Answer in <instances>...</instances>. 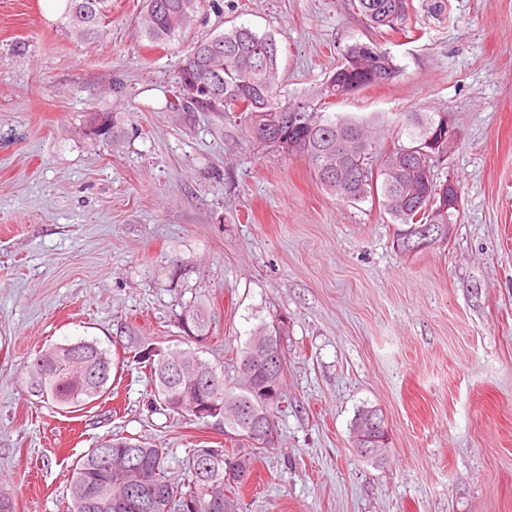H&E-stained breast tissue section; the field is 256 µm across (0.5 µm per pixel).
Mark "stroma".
<instances>
[{"label": "stroma", "mask_w": 512, "mask_h": 512, "mask_svg": "<svg viewBox=\"0 0 512 512\" xmlns=\"http://www.w3.org/2000/svg\"><path fill=\"white\" fill-rule=\"evenodd\" d=\"M150 46L142 0H112L89 42L41 0H0V486L16 512H66L74 462L103 437L168 451L174 477L224 429L152 409L127 331L181 342L186 307L215 317L202 360L237 376L260 322L283 321L276 448L242 512H512V0H410L411 31L367 29L350 0H217ZM245 25L275 39L282 94L308 95L344 48L373 40L396 73L339 112H442L437 179L460 188L446 243L400 253L377 204L338 200L308 160L215 112L164 111L196 42ZM112 113L91 139L86 112ZM97 340L111 397L59 411L24 371L52 344ZM380 408L386 464L353 449Z\"/></svg>", "instance_id": "1"}]
</instances>
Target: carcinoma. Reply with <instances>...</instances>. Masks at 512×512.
<instances>
[{
	"label": "carcinoma",
	"mask_w": 512,
	"mask_h": 512,
	"mask_svg": "<svg viewBox=\"0 0 512 512\" xmlns=\"http://www.w3.org/2000/svg\"><path fill=\"white\" fill-rule=\"evenodd\" d=\"M351 2L374 30L392 29L407 20L408 0ZM202 7L203 0H143L142 32L152 45L163 46L186 33ZM107 12L108 0H68L66 17L71 34L80 41L97 36ZM395 72L390 52L373 41L355 42L345 48L341 64L311 96L286 99L281 95L274 39L245 26H234L194 45L178 70V91L166 100L164 109L222 112L224 119L239 123L256 143L305 156L317 179L339 200L353 204L377 200L396 223L397 248L407 254L418 238V228L457 220V213L448 211V181L434 178L431 171L433 159L444 152L436 141L429 140L442 123L441 113H400L394 125L397 144L387 153L381 150L377 137L380 129L389 126L384 114L327 111L331 102L377 85L379 75L391 77ZM213 81L217 92L202 101L194 100L186 90L192 83ZM298 104L308 105L310 111L301 113L303 119L291 126L286 109ZM85 131L94 139L113 138L112 113H88ZM380 154L383 159L378 164ZM211 326L212 315L204 303L188 308L181 318L188 342L196 345L208 339ZM269 334L282 336L284 329L278 323L259 324L240 350L238 363L250 358L258 339ZM127 348L148 370L151 405L179 415L191 412L194 402L207 400L220 405L218 416L224 417V435L231 447L193 449L186 460L185 478L176 481L168 475L166 449L130 437H105L76 462L68 512H239L244 482L226 479L228 465L250 473L257 451L273 448L276 442L238 429L239 423L232 416L248 401L275 416L281 401L263 404L260 390L273 385L282 389L285 361H280L274 375L253 361L251 377L242 378L237 387L227 385L220 372L214 386L200 388L194 377V349L176 347L155 354L133 334L127 336ZM76 358L96 380L74 369ZM172 368L182 371V379L168 387L164 379ZM111 376L110 351L96 340H79L40 350L27 366L26 381L36 396L64 410L103 397ZM379 412L381 409L374 407L359 409L352 425L353 447L376 449V454L368 457L372 463L386 460L389 437L382 429L360 427V422ZM130 452L145 465L144 488L139 494L126 480L124 458Z\"/></svg>",
	"instance_id": "cac0c4a2"
}]
</instances>
